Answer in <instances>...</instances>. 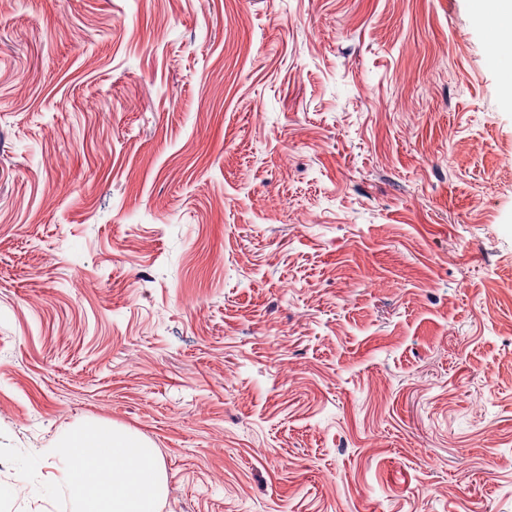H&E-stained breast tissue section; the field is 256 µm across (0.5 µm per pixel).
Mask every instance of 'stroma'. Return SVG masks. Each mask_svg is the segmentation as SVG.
Returning a JSON list of instances; mask_svg holds the SVG:
<instances>
[{
    "mask_svg": "<svg viewBox=\"0 0 512 512\" xmlns=\"http://www.w3.org/2000/svg\"><path fill=\"white\" fill-rule=\"evenodd\" d=\"M493 41L474 0H0V444L128 429L159 512H512Z\"/></svg>",
    "mask_w": 512,
    "mask_h": 512,
    "instance_id": "obj_1",
    "label": "stroma"
}]
</instances>
